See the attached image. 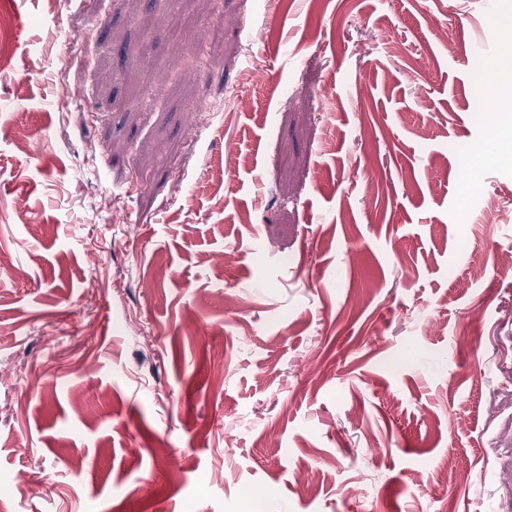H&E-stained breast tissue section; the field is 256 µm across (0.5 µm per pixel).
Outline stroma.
I'll return each instance as SVG.
<instances>
[{"label": "stroma", "mask_w": 512, "mask_h": 512, "mask_svg": "<svg viewBox=\"0 0 512 512\" xmlns=\"http://www.w3.org/2000/svg\"><path fill=\"white\" fill-rule=\"evenodd\" d=\"M509 35L512 0H0L10 512H512V111L473 109Z\"/></svg>", "instance_id": "35a3bbf8"}]
</instances>
